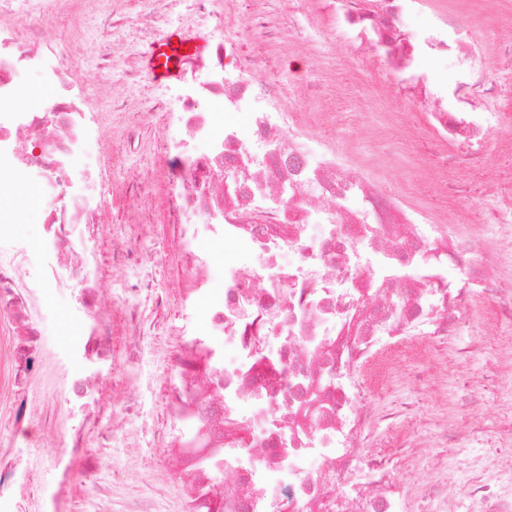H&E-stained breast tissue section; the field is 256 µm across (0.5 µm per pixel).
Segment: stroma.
<instances>
[{"instance_id": "1", "label": "stroma", "mask_w": 512, "mask_h": 512, "mask_svg": "<svg viewBox=\"0 0 512 512\" xmlns=\"http://www.w3.org/2000/svg\"><path fill=\"white\" fill-rule=\"evenodd\" d=\"M298 5L292 23L310 38L303 54L269 39L242 44L244 53L262 63L263 79L281 88L300 87L299 118L306 131L374 179L387 182L407 206L429 220L447 218L464 236L479 237L489 257L503 253L506 243L491 230L493 201L487 195L488 178L512 168V157L495 152L502 130L489 131L475 169H459L451 147L427 129L422 113L403 115L387 81L372 80L365 70L345 64L344 36L332 19L318 11L313 0H299ZM157 8L156 0L58 3L55 34L67 40L74 57L83 61L86 92L106 127L94 154L105 185L108 220L94 246L93 266L105 288L104 316L112 336L106 367L112 382L94 407L98 427L87 435L72 468L79 474L86 464H99L110 472L112 484L101 490L75 480L60 487L54 460L80 417L56 415L53 380L45 378L32 397L49 415L46 427L23 440L0 433V454L22 457L27 471L35 475L36 512H130L139 504L177 512L182 505V487L172 476L170 459L157 447H139L134 431L141 425L158 435L171 434L164 381L171 372V353L190 330L178 227L168 205L171 174L163 155L172 129L167 115L145 114L141 106L144 97L161 89L140 59L149 43L142 30ZM441 10L469 17L467 34L480 45L488 75L501 85L512 84V0H426L423 12L412 16L410 24L422 27ZM116 31L129 36L120 75L126 106L120 112L113 111L102 90L111 69L89 55L91 41L111 42ZM410 125L419 133L414 147L406 133ZM145 272L153 276L151 293L159 302L144 306L141 332L146 341L161 346L158 354L135 349L125 304L126 288L137 285ZM41 305L52 361L64 364L69 374H87L93 364L77 351L82 315L49 279L43 282ZM414 368L416 377L401 378L373 398L381 409L396 411V423L410 427L416 419L426 418L444 393L466 402L467 386L446 378L442 361L422 359Z\"/></svg>"}]
</instances>
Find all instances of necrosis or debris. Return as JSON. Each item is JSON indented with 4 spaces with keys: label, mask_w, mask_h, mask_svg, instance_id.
<instances>
[{
    "label": "necrosis or debris",
    "mask_w": 512,
    "mask_h": 512,
    "mask_svg": "<svg viewBox=\"0 0 512 512\" xmlns=\"http://www.w3.org/2000/svg\"><path fill=\"white\" fill-rule=\"evenodd\" d=\"M420 0H322L346 36V60L378 62L399 101L421 108L428 128L460 162L486 143L483 111L495 85L480 51L463 38L467 16L440 12L433 30L408 27ZM271 23L256 11L246 30L209 37V54L191 77L146 99L172 113L168 151L170 211L186 261V296L201 307L202 326L174 356L167 388L177 431L171 454L190 512H414L400 478L424 448L442 460L419 493L434 512H512V400L501 404L507 427L499 451L480 448L458 422L457 404L440 402L426 425L374 451L384 413L372 394L409 374L416 359L444 355L468 328L477 297L495 322L452 359L448 372L472 397L484 389L469 359L493 345L512 364V251L488 260L463 241L456 225L421 223L397 193L336 156L317 151L285 117L280 93L261 83L242 36L266 37ZM448 53L471 78L458 93L435 90L414 75L421 59ZM30 81L50 93L20 106ZM103 125L67 44L19 41L0 25V193L21 174L42 209L46 234L37 245L47 277L74 293L92 322L82 354L108 360L111 339L96 316L98 282L91 257L106 206L91 146ZM234 250L213 265L207 244ZM39 285L23 249L0 252V310L10 317L8 378L16 398L0 429L19 434L47 416L29 400L31 383L48 371ZM105 384L96 374L57 373L59 411L85 407V425L64 448L79 454L97 423L88 408ZM467 475L465 491L449 485L448 468Z\"/></svg>",
    "instance_id": "obj_1"
}]
</instances>
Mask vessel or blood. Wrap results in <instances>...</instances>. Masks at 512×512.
Here are the masks:
<instances>
[{
	"label": "vessel or blood",
	"instance_id": "b4317fda",
	"mask_svg": "<svg viewBox=\"0 0 512 512\" xmlns=\"http://www.w3.org/2000/svg\"><path fill=\"white\" fill-rule=\"evenodd\" d=\"M204 43V37L196 32H169L148 46L142 56L143 66L153 81L179 79L187 62L202 54Z\"/></svg>",
	"mask_w": 512,
	"mask_h": 512
}]
</instances>
